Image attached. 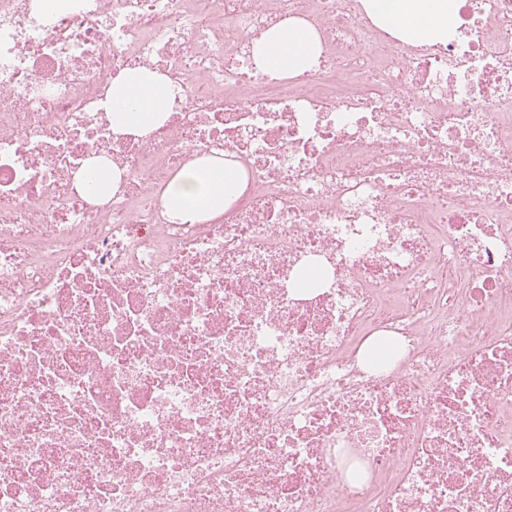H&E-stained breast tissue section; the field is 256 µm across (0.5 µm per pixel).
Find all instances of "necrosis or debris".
Here are the masks:
<instances>
[{"label": "necrosis or debris", "mask_w": 512, "mask_h": 512, "mask_svg": "<svg viewBox=\"0 0 512 512\" xmlns=\"http://www.w3.org/2000/svg\"><path fill=\"white\" fill-rule=\"evenodd\" d=\"M201 158L245 190L174 220ZM0 512H512V0H0ZM368 13L396 36L423 45L446 40L455 0H367ZM257 65L274 78L290 77L314 63V35L295 20H285L255 41ZM172 89L166 78L149 71H130L112 83L114 126L134 133H146L164 118Z\"/></svg>", "instance_id": "obj_1"}]
</instances>
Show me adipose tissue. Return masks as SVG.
I'll return each mask as SVG.
<instances>
[{"label":"adipose tissue","instance_id":"obj_1","mask_svg":"<svg viewBox=\"0 0 512 512\" xmlns=\"http://www.w3.org/2000/svg\"><path fill=\"white\" fill-rule=\"evenodd\" d=\"M368 13L396 36L423 45L447 39L453 25L455 0H366ZM253 54L257 65L274 78L289 77L314 63V35L293 20L283 21L259 40ZM172 89L165 77L131 71L112 83L109 107L114 126L148 132L163 119ZM244 189L234 168L217 160L184 167L169 182L163 204L180 221L211 219Z\"/></svg>","mask_w":512,"mask_h":512}]
</instances>
